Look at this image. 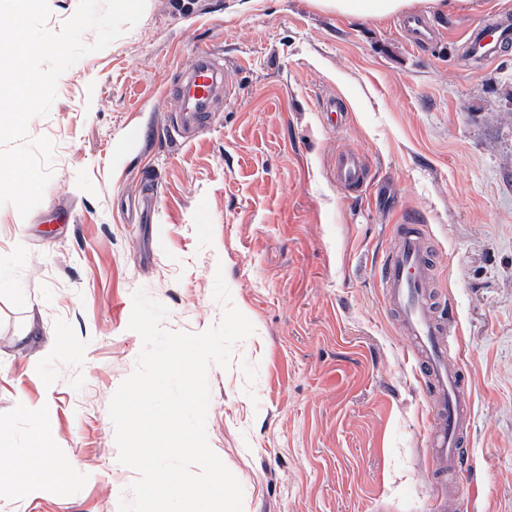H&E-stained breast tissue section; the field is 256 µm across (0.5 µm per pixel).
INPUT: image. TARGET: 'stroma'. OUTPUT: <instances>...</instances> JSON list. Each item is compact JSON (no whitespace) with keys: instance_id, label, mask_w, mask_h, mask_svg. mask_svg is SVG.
<instances>
[{"instance_id":"35a3bbf8","label":"stroma","mask_w":512,"mask_h":512,"mask_svg":"<svg viewBox=\"0 0 512 512\" xmlns=\"http://www.w3.org/2000/svg\"><path fill=\"white\" fill-rule=\"evenodd\" d=\"M414 47L400 16L347 19L311 0H147L141 20L57 82L29 137L54 143L28 216L0 206V427L77 474L34 498L0 483V512H119L139 478L118 460L111 398L143 349L132 295L163 329L218 326L223 274L254 333L211 365L210 447L247 512H512V46L477 64L472 0ZM232 68L233 95L189 140L169 86L198 48ZM342 116L331 122L326 107ZM368 174L351 193L336 156ZM158 180L140 211L147 177ZM427 225L436 304H452L472 393L454 503L423 456L433 409L377 266L393 227ZM32 411H17L18 397Z\"/></svg>"}]
</instances>
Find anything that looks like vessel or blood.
Returning <instances> with one entry per match:
<instances>
[{"mask_svg":"<svg viewBox=\"0 0 512 512\" xmlns=\"http://www.w3.org/2000/svg\"><path fill=\"white\" fill-rule=\"evenodd\" d=\"M402 27L412 43L426 44L433 38V30L423 16H406ZM511 44L512 21L508 19L477 22L470 35L474 55L485 59ZM231 87L229 70L209 50L198 49L194 67L169 91L181 104L175 116L178 134L209 125L213 99ZM336 177L346 187H361L365 168L360 158L351 153L337 155ZM435 269L424 225L401 224L396 228L389 254L378 265V279L385 301L397 317L426 381L425 396L433 400L437 411L436 423L428 432L425 454L453 495L461 485L459 441L471 426L472 395L457 363L449 357L459 340L452 320L439 315L435 306L431 291Z\"/></svg>","mask_w":512,"mask_h":512,"instance_id":"obj_1","label":"vessel or blood"}]
</instances>
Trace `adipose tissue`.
Instances as JSON below:
<instances>
[{
  "label": "adipose tissue",
  "instance_id": "obj_1",
  "mask_svg": "<svg viewBox=\"0 0 512 512\" xmlns=\"http://www.w3.org/2000/svg\"><path fill=\"white\" fill-rule=\"evenodd\" d=\"M325 11L349 18H387L410 8L413 0H313ZM52 437L49 421H41L31 433L27 444H17L14 436L0 428V460L10 465L9 477L16 485L29 494H36L44 487L67 476L71 469L70 460L59 456L45 457L38 467H30L25 457L29 450L44 446Z\"/></svg>",
  "mask_w": 512,
  "mask_h": 512
}]
</instances>
